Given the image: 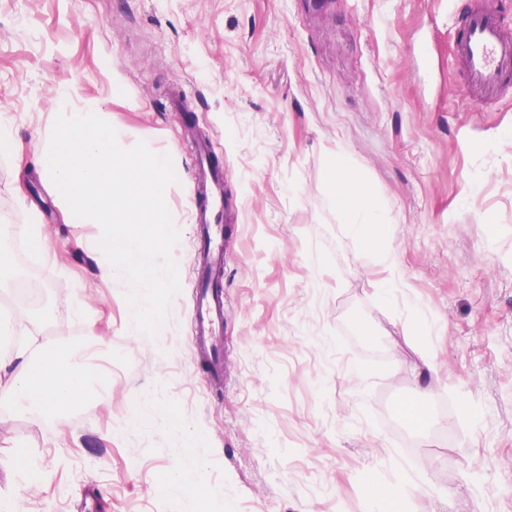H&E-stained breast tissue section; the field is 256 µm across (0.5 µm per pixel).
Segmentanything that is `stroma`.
Listing matches in <instances>:
<instances>
[{"label": "stroma", "instance_id": "35a3bbf8", "mask_svg": "<svg viewBox=\"0 0 512 512\" xmlns=\"http://www.w3.org/2000/svg\"><path fill=\"white\" fill-rule=\"evenodd\" d=\"M454 27L448 0H0V232L49 239L36 300L0 318L111 388L55 427L0 404V512H372L380 485L387 512H512V95L463 101ZM89 102L173 161L180 290L155 339L99 274V225L34 168ZM190 122L229 204L219 381L191 344ZM338 149L387 215L395 300L332 197Z\"/></svg>", "mask_w": 512, "mask_h": 512}]
</instances>
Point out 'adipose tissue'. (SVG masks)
<instances>
[{
  "mask_svg": "<svg viewBox=\"0 0 512 512\" xmlns=\"http://www.w3.org/2000/svg\"><path fill=\"white\" fill-rule=\"evenodd\" d=\"M335 192L337 200L355 203L348 224L351 238L380 251L386 266L396 269L386 240L388 220L376 200L358 202L360 182L341 153L336 156ZM24 335L23 344L0 352V400L21 406L34 424L59 420L84 400L89 375L81 360L59 354L35 330L25 329Z\"/></svg>",
  "mask_w": 512,
  "mask_h": 512,
  "instance_id": "adipose-tissue-1",
  "label": "adipose tissue"
}]
</instances>
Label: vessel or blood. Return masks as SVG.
<instances>
[{"mask_svg": "<svg viewBox=\"0 0 512 512\" xmlns=\"http://www.w3.org/2000/svg\"><path fill=\"white\" fill-rule=\"evenodd\" d=\"M453 49L455 60L467 75L470 104L482 105L500 97L512 84V35L489 5L467 7L460 14ZM199 181L195 190L194 220L201 224L199 254L209 265L224 260V170L213 160L212 141L197 143ZM224 328V298L206 289L196 304L192 342L213 372H220L222 359L213 338Z\"/></svg>", "mask_w": 512, "mask_h": 512, "instance_id": "obj_1", "label": "vessel or blood"}]
</instances>
